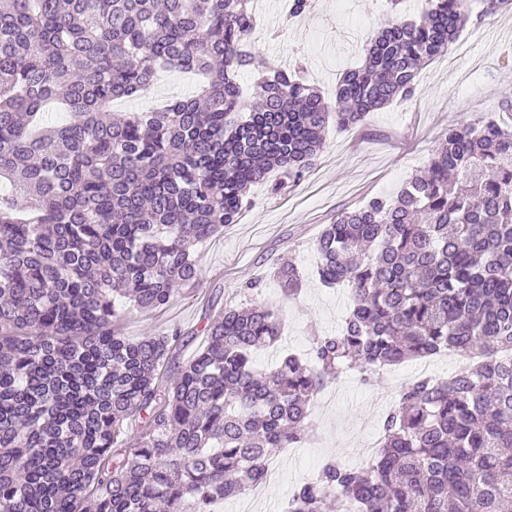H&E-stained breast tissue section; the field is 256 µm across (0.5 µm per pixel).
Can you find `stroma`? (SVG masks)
<instances>
[{"instance_id":"stroma-1","label":"stroma","mask_w":512,"mask_h":512,"mask_svg":"<svg viewBox=\"0 0 512 512\" xmlns=\"http://www.w3.org/2000/svg\"><path fill=\"white\" fill-rule=\"evenodd\" d=\"M425 0H311L303 17L289 19L286 0H263L255 14V49L260 59L283 66L301 63L304 78L332 95L343 72L362 62L368 34L389 22L419 17ZM469 21L449 50L423 67L412 98L371 113L364 124L329 125L313 168L290 190L275 194L270 184L253 185L250 205L234 224L199 244L194 256L203 276L198 285L176 294L168 305L132 312L117 322L135 340L149 333L180 334L191 357L204 342L203 329L227 305L241 302L273 307L284 325L280 342L254 353L266 369L286 351L305 353L314 334L341 329L351 307L346 288H330L316 275L314 243L338 213L375 196L392 197L427 166L449 127L492 118L512 125L501 111L512 100V11L482 12L480 0H468ZM200 76L165 72L141 95L114 101L116 112L159 108L196 92ZM292 260L302 276L296 295L284 296L274 270ZM412 359L371 373L369 380L347 372L329 383L325 398H314L311 439L294 451H280L270 469L279 481L260 491L258 512H284L294 486L330 457L360 464L358 448L378 434L401 388L420 375Z\"/></svg>"}]
</instances>
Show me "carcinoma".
<instances>
[{"instance_id":"cac0c4a2","label":"carcinoma","mask_w":512,"mask_h":512,"mask_svg":"<svg viewBox=\"0 0 512 512\" xmlns=\"http://www.w3.org/2000/svg\"><path fill=\"white\" fill-rule=\"evenodd\" d=\"M254 0H0V512H218L313 432L310 402L363 376L456 350L482 358L419 376L361 468L327 459L288 512H508L512 507V127H451L423 174L345 211L316 241L317 275L347 285L343 330L268 370L281 339L264 305H230L180 360L178 334L129 340L115 296L166 306L202 269L193 247L249 204L297 184L328 124H363L415 93L456 42L464 0L368 40L334 98L274 63L243 96ZM197 94L112 115L160 71ZM51 101L70 119L43 122ZM276 276L289 296L293 264Z\"/></svg>"}]
</instances>
